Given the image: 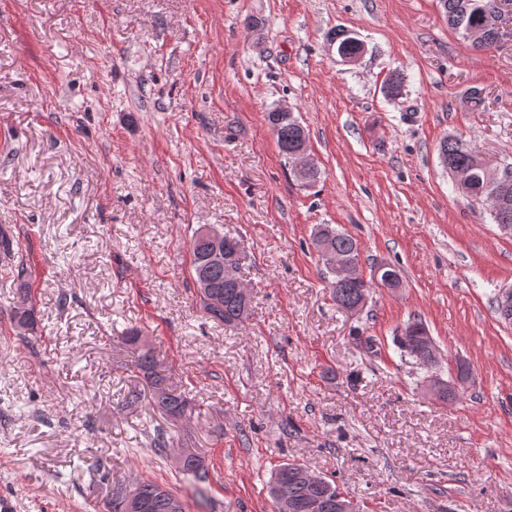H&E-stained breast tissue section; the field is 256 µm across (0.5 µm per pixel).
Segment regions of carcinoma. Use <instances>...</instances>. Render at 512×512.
<instances>
[{
    "label": "carcinoma",
    "mask_w": 512,
    "mask_h": 512,
    "mask_svg": "<svg viewBox=\"0 0 512 512\" xmlns=\"http://www.w3.org/2000/svg\"><path fill=\"white\" fill-rule=\"evenodd\" d=\"M440 6L448 20V27L463 39L471 42L477 51L495 46L499 37L492 28L484 29L481 41L472 40L471 32L484 23V14L490 0H439ZM338 48L348 56H358L363 51V44L350 33L340 30L336 33ZM270 126L276 128V140L279 153L285 162H290L303 141L308 139L307 132L292 112L273 109L267 113ZM440 161L448 165V170L457 171L465 176L458 190L473 202L486 203L494 223L507 224L512 227V170L501 171L487 169L482 165L479 153L459 139L446 138L439 146ZM329 245L344 262L357 261L358 241L350 234L338 230L329 224H319L314 229L312 244ZM208 250L206 240L199 233H194L191 243V272L195 283L204 280L208 287L199 289L198 295L203 311L212 319L229 327L244 323L250 315L252 303L245 300L235 285L224 277V265L202 262ZM242 254L237 238L224 236V261L238 270ZM28 270H17L18 289L13 306V324L17 329L26 331L33 328V310L30 288H28ZM372 283L358 280L334 279L332 297L337 306L354 310L362 298L368 295ZM217 295L221 298V307L214 308L209 299ZM140 332L136 328L127 330L122 336L123 343L132 354L131 367L136 377L140 378L150 391L148 403L162 417L175 421L185 416L188 409L186 396L177 391L169 382L162 362L155 351L139 343ZM432 337L425 324L413 320L401 330L396 338L401 355L415 360L422 357ZM303 466L297 463H283L272 473L268 493L272 500L281 495L296 505L295 512H310L309 506L318 504L316 512H341L340 504L347 501L336 483L326 478L318 484H308L299 477ZM182 472L191 476L195 494L203 495L202 485L208 481V471L202 460L191 456ZM133 497L146 505V512H186V503L171 489L152 480L133 478L128 489L117 493L110 502V512H124L121 504L128 497Z\"/></svg>",
    "instance_id": "carcinoma-1"
}]
</instances>
